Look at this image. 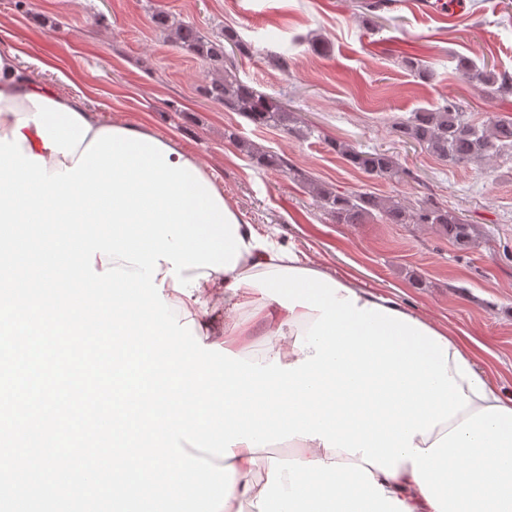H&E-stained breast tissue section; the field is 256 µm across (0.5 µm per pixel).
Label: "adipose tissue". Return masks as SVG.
I'll list each match as a JSON object with an SVG mask.
<instances>
[{"mask_svg": "<svg viewBox=\"0 0 512 512\" xmlns=\"http://www.w3.org/2000/svg\"><path fill=\"white\" fill-rule=\"evenodd\" d=\"M19 57L15 48L0 50V139L21 130L25 152L44 157L48 171L74 166L76 156L67 157L45 147L35 125L19 127V119L32 117L35 112L31 95L76 111L92 132L109 128V121L87 107L84 95H63L50 85L34 81ZM237 233L246 248L234 270L222 269L200 278L198 288L189 296L175 291L173 279L167 276L164 296L179 307L181 321H193L197 335L212 338L214 344L234 354H244L247 337L262 336L267 342L260 357L262 363L277 358L291 365L313 356V349L299 350L294 342L318 318V311L300 306L287 309L242 282L245 276L278 268L306 270L309 262L293 247L259 236L252 224L240 222ZM438 334L449 344L447 371L468 396L469 407L450 422L436 425L427 436H414V445L423 449L471 413L489 406L512 409V397L501 394L488 373L481 370L476 352L446 329H439ZM290 445L293 452L289 460L274 461L276 476L269 484L253 480L258 453L242 442L234 445L233 457L223 460L220 483H212L209 473H199L198 481L208 492L210 512H242L246 502L256 504L258 512H435L414 479L411 461L401 462L396 475L390 476L363 462L360 456L326 449L318 439L296 437Z\"/></svg>", "mask_w": 512, "mask_h": 512, "instance_id": "adipose-tissue-1", "label": "adipose tissue"}]
</instances>
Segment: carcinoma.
<instances>
[{"label": "carcinoma", "instance_id": "carcinoma-1", "mask_svg": "<svg viewBox=\"0 0 512 512\" xmlns=\"http://www.w3.org/2000/svg\"><path fill=\"white\" fill-rule=\"evenodd\" d=\"M390 0H362L360 9L372 18L389 9ZM172 42L179 48L196 55L211 66L214 76L205 86V94L212 102L224 109L236 112L256 126H280L289 133L303 136L305 132L297 126V120L280 101L269 97L239 80L232 71L224 67L230 60L226 46L239 53L249 52L237 32L231 28L215 37L202 34L192 25L179 24L173 29ZM460 68L470 72L475 81L499 92H512V75L496 71L488 66L480 67L467 58L459 60ZM395 136L405 143H412L439 159L454 165L473 164L512 150V119L492 116L483 124L471 123L467 107L453 98L431 109L422 108L409 118L396 120L392 125ZM228 138L241 148L247 149L251 159L266 169L288 168L286 158L269 151L255 149L241 140L234 131ZM331 147L350 165L369 176L395 181L415 179L414 172L401 166L396 158L380 150L360 151L341 141H330ZM298 178L308 184L309 192L319 206L336 218L338 224H361L375 217L386 224H436L448 235V241L462 249H471L480 244L477 226L427 196L407 202H386L369 194L352 195L327 188L312 181L304 174Z\"/></svg>", "mask_w": 512, "mask_h": 512}]
</instances>
